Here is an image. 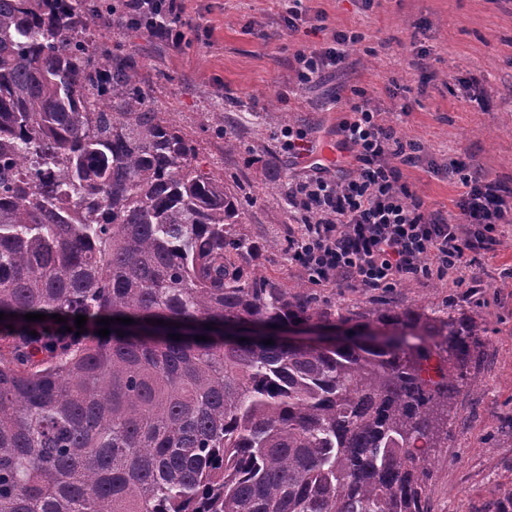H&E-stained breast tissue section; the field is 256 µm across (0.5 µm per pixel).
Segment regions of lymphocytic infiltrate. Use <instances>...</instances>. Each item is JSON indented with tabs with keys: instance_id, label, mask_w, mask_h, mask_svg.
Segmentation results:
<instances>
[{
	"instance_id": "lymphocytic-infiltrate-1",
	"label": "lymphocytic infiltrate",
	"mask_w": 512,
	"mask_h": 512,
	"mask_svg": "<svg viewBox=\"0 0 512 512\" xmlns=\"http://www.w3.org/2000/svg\"><path fill=\"white\" fill-rule=\"evenodd\" d=\"M121 21L180 49L189 26L184 0H117ZM355 31L333 32L327 46L294 55L296 79L319 80L342 63ZM343 117L337 133L351 173L332 175L311 162L288 185L295 225L288 228V260L317 286L342 282L364 291L389 292L411 281L451 278L455 287H476L467 271L495 253L502 227L512 223V188L486 171L453 158L444 169L463 192L453 214L428 210L404 179L418 146L399 137L395 125L361 90L332 101Z\"/></svg>"
}]
</instances>
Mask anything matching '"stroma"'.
Masks as SVG:
<instances>
[{
    "instance_id": "1",
    "label": "stroma",
    "mask_w": 512,
    "mask_h": 512,
    "mask_svg": "<svg viewBox=\"0 0 512 512\" xmlns=\"http://www.w3.org/2000/svg\"><path fill=\"white\" fill-rule=\"evenodd\" d=\"M308 7L323 13L324 30L288 33L283 0H187L186 17L200 29L181 49L125 29L96 34L138 61L153 105L194 139L207 167L242 191L245 229L263 247L261 271L291 287L299 279L288 261L293 217L283 194L302 164L279 150L276 136L282 126L300 127L309 145L339 157L335 96L361 89L382 110L409 105L399 131L420 144L422 159L404 173L429 210L453 211L459 188L439 167L459 155L512 188V0H309ZM336 31L361 39L341 68L297 85L296 51L324 46ZM213 112L224 115L223 135L209 126ZM228 137L239 151H225ZM510 266L507 225L496 255L472 268L476 294L436 279L386 293L342 284L315 290L327 309L382 299L428 314L445 308L477 325L480 361L449 401L448 430L427 457L433 512H495L512 491V287L499 280Z\"/></svg>"
}]
</instances>
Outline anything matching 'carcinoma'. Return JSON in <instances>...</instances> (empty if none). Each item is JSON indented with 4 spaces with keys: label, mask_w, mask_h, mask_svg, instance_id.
Wrapping results in <instances>:
<instances>
[{
    "label": "carcinoma",
    "mask_w": 512,
    "mask_h": 512,
    "mask_svg": "<svg viewBox=\"0 0 512 512\" xmlns=\"http://www.w3.org/2000/svg\"><path fill=\"white\" fill-rule=\"evenodd\" d=\"M111 18L0 0V512H432L417 443L473 321L263 275L237 191L91 37ZM310 326L347 339L274 334Z\"/></svg>",
    "instance_id": "carcinoma-1"
}]
</instances>
